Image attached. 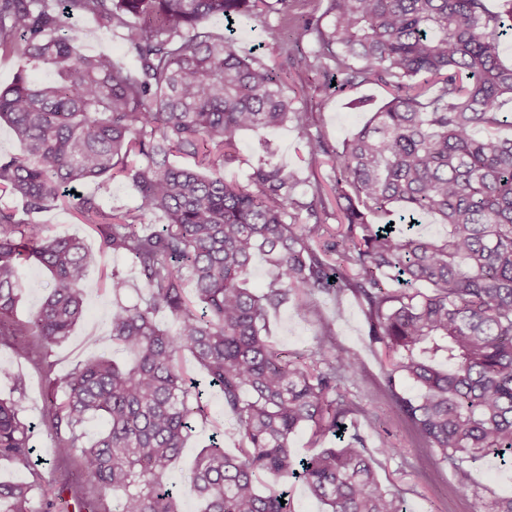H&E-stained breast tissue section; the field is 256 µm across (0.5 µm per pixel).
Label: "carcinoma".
<instances>
[{"label": "carcinoma", "mask_w": 512, "mask_h": 512, "mask_svg": "<svg viewBox=\"0 0 512 512\" xmlns=\"http://www.w3.org/2000/svg\"><path fill=\"white\" fill-rule=\"evenodd\" d=\"M292 19L294 0H0V55L18 62L0 89V122L19 144L0 155V196L24 203V217L0 204V319L22 295L18 268L33 261L53 286L27 326L43 353L64 342L85 311L91 255L76 236L51 232L35 215L90 179L131 177L135 203L115 213L93 197L74 209L102 251L138 268L145 299L113 305L112 343L132 352L123 370L106 355L52 380L44 420L55 459L80 458L112 497V512H182L163 481L205 418L187 383L190 355L224 396L237 425V452L222 435L187 475L201 512H292L283 490H259L261 476L302 482L328 512H407L382 487L356 434L340 448L298 459L294 435L343 439L346 419L368 430L372 413L350 401L344 381L360 362L336 351L324 324L305 356L291 358L266 335L268 313L289 302L305 312L317 293L352 292L370 336L392 363L391 406L430 453L422 469L466 467L494 457L512 465V66L500 42L512 32V0H325L302 15L317 48H273L297 72L319 69L336 87L374 83L390 101L342 147L308 138L329 158L326 180L301 181L270 160L247 183L224 168L239 134L291 122L303 135L315 115L297 108L284 68L236 46L234 23L259 6ZM90 16L120 30L132 59L80 50ZM221 18L227 34L199 31ZM51 68L34 81L28 71ZM173 153L194 160L174 166ZM165 223L146 229V219ZM436 217L445 235L422 232ZM336 218V225L328 219ZM266 257L263 290L248 287L255 254ZM335 280H330V277ZM171 315L177 327H161ZM408 381L415 393L398 391ZM21 399L0 397V459L30 466L32 428ZM99 420L90 444L83 428ZM56 500L25 481L0 483V512H54Z\"/></svg>", "instance_id": "cac0c4a2"}]
</instances>
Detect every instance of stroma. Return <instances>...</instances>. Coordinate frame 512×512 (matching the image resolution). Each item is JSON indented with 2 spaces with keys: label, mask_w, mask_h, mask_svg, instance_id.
Masks as SVG:
<instances>
[{
  "label": "stroma",
  "mask_w": 512,
  "mask_h": 512,
  "mask_svg": "<svg viewBox=\"0 0 512 512\" xmlns=\"http://www.w3.org/2000/svg\"><path fill=\"white\" fill-rule=\"evenodd\" d=\"M278 14L269 13L260 18H242L236 21L235 29L240 46L250 49L263 63L273 66L283 59L272 48L263 29L277 26ZM289 94L298 108L314 113L316 123L308 134H301L293 125L286 124L257 135L242 133L239 137V159L224 170L226 180L245 182L261 156L259 142L267 140L275 151V159L286 168L295 170L300 177L315 174L327 176L329 167L325 157L310 160L306 141L311 137L321 138L332 147H339L360 129L369 119L366 110L350 109L348 103L354 98L369 99L373 106L387 102L385 88L364 85L351 91L327 89L320 73L289 72ZM78 193L96 197L105 206L121 212L134 204V190L126 178L109 182L88 181L78 186ZM40 223L61 236H77L84 240L94 260L88 269V288L84 318L74 327L69 338L55 347L50 356H42L32 336H16L12 346H0V364L9 367L10 376L0 375V396L12 394L11 375L24 378V417L31 423V444L36 462L22 467L0 460V481L24 480L38 485H47L51 480L68 483L69 489L60 496L58 512H78L74 499L82 497L95 512H110L112 499L102 495L91 479L83 472L78 459H70L57 471H49L47 463L54 456V438L44 423L45 405L54 393L53 376L62 374L80 362L101 354H108L121 364L132 363L130 353L112 344L109 338L112 306L115 300L127 304L138 302L144 296L140 273L131 262L119 255L100 250V239L88 225L82 224L71 206H58L39 214ZM119 271L128 282L121 298H114L105 288L103 276ZM24 293L21 302L9 320V327L27 324L48 294L52 280L44 268L26 264L21 268ZM332 321L336 333V345L343 350L356 352L363 361L362 375L346 381L343 389L348 397L369 411L377 414L380 426L377 432L365 433L367 453L376 468L381 484L398 491L403 497L407 512H481L490 498L512 496V469L501 468L495 459L469 467L468 492H460L459 477L447 466L434 464L418 468L416 460L423 455L413 435L401 422L396 410L391 409L386 392V377L390 364L382 346L372 341L364 310L352 294L334 297L315 295L307 315H300L293 307L286 306L270 314L268 331L277 348L292 354L311 346L322 320ZM189 377L198 383L203 395L201 402L207 413L206 419L197 421L195 429L185 447L166 476L180 492L183 512H200L201 504L186 481L188 471L197 453L207 444L214 429L224 432L225 450H235L240 436L230 417L224 414V398L215 388L208 387L203 372L194 361H187ZM398 447L395 455L387 454V447Z\"/></svg>",
  "instance_id": "1"
}]
</instances>
